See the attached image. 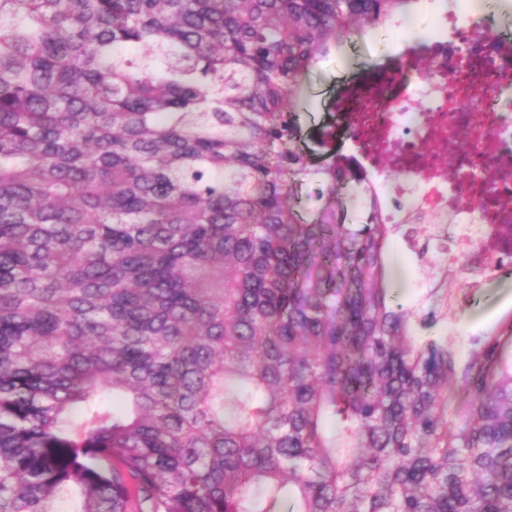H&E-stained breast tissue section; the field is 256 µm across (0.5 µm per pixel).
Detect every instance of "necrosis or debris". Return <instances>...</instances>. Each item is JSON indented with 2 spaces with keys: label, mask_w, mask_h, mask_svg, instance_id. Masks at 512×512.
I'll use <instances>...</instances> for the list:
<instances>
[{
  "label": "necrosis or debris",
  "mask_w": 512,
  "mask_h": 512,
  "mask_svg": "<svg viewBox=\"0 0 512 512\" xmlns=\"http://www.w3.org/2000/svg\"><path fill=\"white\" fill-rule=\"evenodd\" d=\"M483 0L459 19L461 0H436L435 33L376 78L351 79L326 107L334 141L347 142L374 179L387 223L441 215L457 229L434 259L494 278L512 268V20Z\"/></svg>",
  "instance_id": "obj_1"
}]
</instances>
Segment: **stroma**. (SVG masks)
<instances>
[{
  "label": "stroma",
  "mask_w": 512,
  "mask_h": 512,
  "mask_svg": "<svg viewBox=\"0 0 512 512\" xmlns=\"http://www.w3.org/2000/svg\"><path fill=\"white\" fill-rule=\"evenodd\" d=\"M410 39V34L388 28L359 37L358 74L369 77L384 69L386 61L397 60L399 47ZM347 65L343 53L331 54L306 77L298 92L304 114L303 128L311 148L319 146L318 124L322 119L323 101ZM387 255L399 258L404 265L402 282L391 279L386 282L398 301L408 308L430 304L438 312V323L430 329L418 330L419 339L432 335L454 337L459 362H466L476 345L498 335L506 324L512 323V275L480 288L472 287L470 272L419 265L400 234L394 237Z\"/></svg>",
  "instance_id": "1"
}]
</instances>
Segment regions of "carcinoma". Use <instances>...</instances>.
I'll return each mask as SVG.
<instances>
[{
  "label": "carcinoma",
  "mask_w": 512,
  "mask_h": 512,
  "mask_svg": "<svg viewBox=\"0 0 512 512\" xmlns=\"http://www.w3.org/2000/svg\"><path fill=\"white\" fill-rule=\"evenodd\" d=\"M419 2L0 0V512H512V360L415 340L401 225L301 139Z\"/></svg>",
  "instance_id": "1"
}]
</instances>
